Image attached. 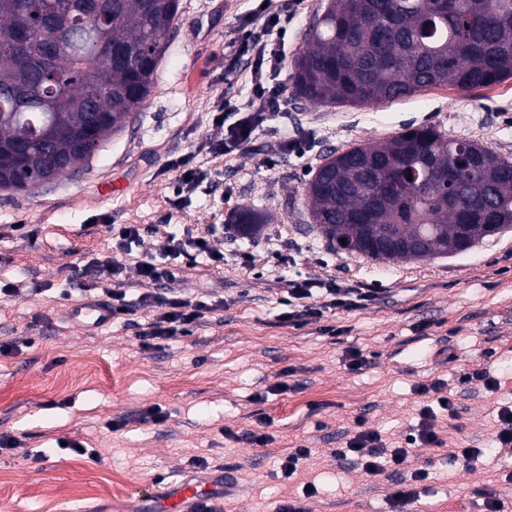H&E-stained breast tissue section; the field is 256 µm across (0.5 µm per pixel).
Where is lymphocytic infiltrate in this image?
Wrapping results in <instances>:
<instances>
[{
  "mask_svg": "<svg viewBox=\"0 0 512 512\" xmlns=\"http://www.w3.org/2000/svg\"><path fill=\"white\" fill-rule=\"evenodd\" d=\"M242 54L248 55L251 63L253 91L243 103L244 115L233 125H225L223 110H216L212 123L219 129V136L210 143L214 154L230 155L252 138L256 127L267 117L279 115L284 107L279 86L270 78L280 68L282 56L266 44L243 46ZM185 243L176 235H169L168 245L159 259L148 263H136L127 267L111 254L105 253L89 260L80 270V290L86 301L102 304L112 319L134 313L140 307H155L156 315L151 322L141 326L138 338L142 346L154 341L173 343L192 334L206 314L214 311V304L203 299L190 300L174 291H159L165 281H173L177 261L185 254ZM372 299L371 288L363 284L317 282L312 280L286 279L278 299L283 311L281 322L300 329L311 320L336 310H362ZM440 382L421 383L416 387L419 396L435 397V404L423 405L418 411L419 421L411 426L402 441L387 442L381 432L364 428L362 420H355L345 447L334 450L338 461L356 460L363 473L374 477L397 478V489L390 497L393 512H403L404 506L415 498L418 483L428 479L436 460L452 466L474 468L483 454L482 449L449 445L442 430L436 424L438 412L457 415L458 407L452 396L440 395ZM435 448L439 458H427L421 467L411 472L409 478H400L402 470L413 448Z\"/></svg>",
  "mask_w": 512,
  "mask_h": 512,
  "instance_id": "1",
  "label": "lymphocytic infiltrate"
}]
</instances>
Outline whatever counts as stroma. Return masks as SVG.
I'll return each mask as SVG.
<instances>
[{
  "label": "stroma",
  "instance_id": "stroma-1",
  "mask_svg": "<svg viewBox=\"0 0 512 512\" xmlns=\"http://www.w3.org/2000/svg\"><path fill=\"white\" fill-rule=\"evenodd\" d=\"M322 0H302L270 43H284L275 81L287 117L259 124L251 143L230 157L200 146L213 133L211 114L224 92L236 105L251 93L250 70L237 52L261 27V0H179L166 51L147 101L78 171L17 192L0 191V282L27 292L0 295V435L18 444L0 451V512H160L157 496L179 483L210 484L221 512H276L300 501L306 512H389L393 481L374 480L331 456L355 419L396 439L418 420L415 384L447 380L462 412L441 417L452 443L491 445L497 411L512 405V228L468 252L423 261H370L328 249L309 227L305 184L325 155L380 142L408 124H434L512 158V79L476 90L437 86L370 106L313 105L293 92V60L304 47ZM211 179L175 205L182 162ZM264 212L270 229L253 240L236 235L239 209ZM14 224L35 227L27 239ZM137 224L142 242L125 259L154 257L165 242L155 224L215 225L220 263L183 262L178 295L208 296L221 306L193 336L167 348L142 347L138 309L102 328L71 315L83 260L108 252L112 227ZM363 282L376 288L367 309L337 311L296 330L278 320V277ZM31 346H24V339ZM498 350L486 360L484 349ZM456 362L440 366L434 353ZM369 363L350 369L352 351ZM488 364L501 388L487 394L464 373ZM287 382V392L270 388ZM268 392L266 401L254 394ZM161 405L159 422L140 423ZM271 419V442L259 447L225 436ZM126 420L118 431L108 421ZM77 442L89 452L59 448ZM312 448L290 479L279 473L289 448ZM208 460L206 472L194 462ZM512 448L468 470L441 463L418 485L424 512H485L488 491L508 496ZM315 497H304L306 486Z\"/></svg>",
  "mask_w": 512,
  "mask_h": 512
}]
</instances>
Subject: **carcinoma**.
Masks as SVG:
<instances>
[{"label":"carcinoma","mask_w":512,"mask_h":512,"mask_svg":"<svg viewBox=\"0 0 512 512\" xmlns=\"http://www.w3.org/2000/svg\"><path fill=\"white\" fill-rule=\"evenodd\" d=\"M178 0H112L96 19L75 0H0V190L23 191L71 172L121 132L150 95L178 14ZM65 29L56 62L40 84L44 99L16 110L27 87L7 38L32 33L31 55L54 28ZM119 54L121 62L109 57ZM293 88L311 103L368 106L434 86L463 90L512 79V2L507 0H328L294 60ZM49 127L51 169L39 151H13L28 123ZM308 214L336 253L372 261L411 257L358 247L366 238H423L418 259L463 253L488 237L485 225H512V159L470 140H452L434 125L408 126L381 143L324 158L306 186ZM357 213L369 227L345 223ZM244 238L260 235L262 212L234 215Z\"/></svg>","instance_id":"cac0c4a2"}]
</instances>
